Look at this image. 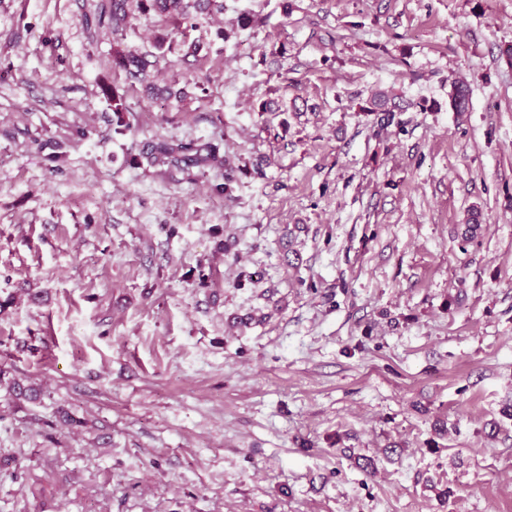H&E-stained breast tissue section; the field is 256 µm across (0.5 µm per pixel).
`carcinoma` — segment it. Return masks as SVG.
Returning a JSON list of instances; mask_svg holds the SVG:
<instances>
[{
	"mask_svg": "<svg viewBox=\"0 0 512 512\" xmlns=\"http://www.w3.org/2000/svg\"><path fill=\"white\" fill-rule=\"evenodd\" d=\"M224 10L221 0H98L93 14L86 18L88 26L108 28L114 35L126 29L128 19L135 13L145 17H158L178 30L202 14ZM173 51L171 32L164 30L154 35L150 48L141 50L116 49L112 53V69L133 87L140 84L152 98H183L184 89L159 87L151 80L152 71ZM147 163L176 166L186 161L196 164L216 162L218 158L211 146L188 143L174 150L166 143L156 144L146 156Z\"/></svg>",
	"mask_w": 512,
	"mask_h": 512,
	"instance_id": "obj_1",
	"label": "carcinoma"
}]
</instances>
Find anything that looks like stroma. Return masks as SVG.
I'll list each match as a JSON object with an SVG mask.
<instances>
[{
	"label": "stroma",
	"mask_w": 512,
	"mask_h": 512,
	"mask_svg": "<svg viewBox=\"0 0 512 512\" xmlns=\"http://www.w3.org/2000/svg\"><path fill=\"white\" fill-rule=\"evenodd\" d=\"M96 2L0 0V512H512V0H224L182 102ZM205 151L203 155L201 152ZM178 152L182 153L176 155L175 150L166 143L156 144L150 153L145 157L147 163L151 166L155 165H171L176 166L179 163H186V161L194 162L195 164L207 163L210 161L218 162V158L211 146L201 145L197 146L194 143H188L180 146ZM194 152V154H189Z\"/></svg>",
	"instance_id": "1"
}]
</instances>
